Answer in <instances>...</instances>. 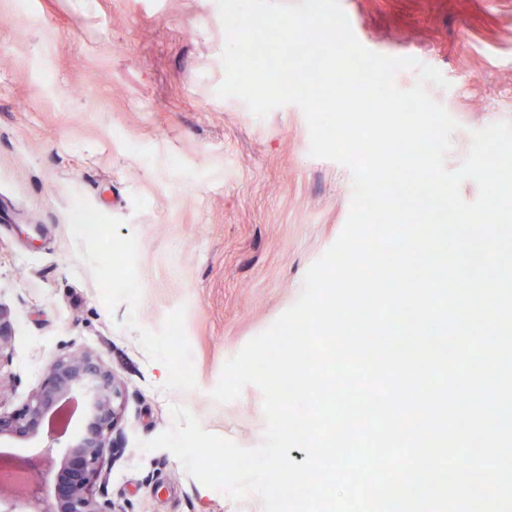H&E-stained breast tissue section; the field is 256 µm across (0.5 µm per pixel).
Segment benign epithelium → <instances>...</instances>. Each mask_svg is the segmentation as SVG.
Here are the masks:
<instances>
[{
	"label": "benign epithelium",
	"mask_w": 512,
	"mask_h": 512,
	"mask_svg": "<svg viewBox=\"0 0 512 512\" xmlns=\"http://www.w3.org/2000/svg\"><path fill=\"white\" fill-rule=\"evenodd\" d=\"M12 338L7 313L0 308V366L9 363ZM124 391L112 370L94 352L62 353L46 365L24 404L9 410L0 400V444L42 438L38 448L4 459L24 477H3L0 512H121L96 491L107 481L120 449ZM82 406L81 425L70 432L54 417L66 406Z\"/></svg>",
	"instance_id": "obj_1"
}]
</instances>
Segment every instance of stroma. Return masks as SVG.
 <instances>
[{
	"label": "stroma",
	"mask_w": 512,
	"mask_h": 512,
	"mask_svg": "<svg viewBox=\"0 0 512 512\" xmlns=\"http://www.w3.org/2000/svg\"><path fill=\"white\" fill-rule=\"evenodd\" d=\"M368 49L439 69L431 97L471 130L512 121V0H340ZM216 0H0V308L14 327L8 405L57 355L97 353L125 391L105 492L122 512H263L143 451L170 405L240 446L262 393L215 403L224 363L299 298L342 231L351 175L312 157L301 109L256 118L220 98ZM94 214V239L75 232ZM118 243L125 259L108 257ZM180 327L186 354L166 337Z\"/></svg>",
	"instance_id": "35a3bbf8"
}]
</instances>
